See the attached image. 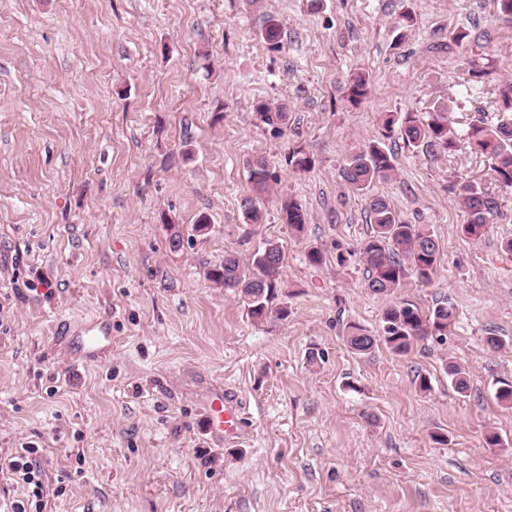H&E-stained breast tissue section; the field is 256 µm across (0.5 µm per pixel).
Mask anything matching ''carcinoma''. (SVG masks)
<instances>
[{
    "instance_id": "obj_1",
    "label": "carcinoma",
    "mask_w": 512,
    "mask_h": 512,
    "mask_svg": "<svg viewBox=\"0 0 512 512\" xmlns=\"http://www.w3.org/2000/svg\"><path fill=\"white\" fill-rule=\"evenodd\" d=\"M279 34L278 20L268 17L261 31L262 38L276 48ZM503 107L509 112L508 117L495 126H488L482 121L470 124L466 139L475 152L490 156L494 161L492 171L495 180L501 187L512 190V94L503 96ZM255 112L263 123L272 127L284 125L287 119L286 112L274 109L266 102L257 103ZM383 127L386 139L396 134L408 146L431 150L437 148L450 152L459 138L455 122L445 111L436 113L426 123L410 114L399 121L388 117ZM247 168L250 190L242 200V208L247 219L256 224L261 219L257 202L276 181L277 175L263 156L247 160ZM393 171L392 153L384 142L374 141L349 156L344 177L354 191L362 193L373 182L390 178ZM452 190L467 214L461 225L462 234L474 240L482 238L498 214L497 201L474 180H459ZM368 210L375 228L362 244L360 257L367 266L369 291L375 295L392 294L402 285L409 270L421 281L430 282L440 256V246L433 235L419 224L401 220L382 196L370 197ZM280 220L288 228L300 232L308 223V213L298 203L288 200L281 206ZM284 260L283 249L274 242L266 243L262 250L256 252L248 266L243 265L235 254L227 252L224 262L211 270L210 279L238 292L253 319H282L287 310L272 307V302L280 286ZM456 314V306L447 300L436 304L426 314L412 303H394L382 312L381 335L375 336L363 326L351 323L346 327L344 341L360 355L371 353L381 342L394 354L404 355L418 339L445 335ZM445 371L457 392L468 390L469 373L464 366L447 361Z\"/></svg>"
}]
</instances>
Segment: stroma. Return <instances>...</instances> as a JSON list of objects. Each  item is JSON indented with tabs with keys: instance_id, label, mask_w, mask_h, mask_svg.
<instances>
[{
	"instance_id": "stroma-1",
	"label": "stroma",
	"mask_w": 512,
	"mask_h": 512,
	"mask_svg": "<svg viewBox=\"0 0 512 512\" xmlns=\"http://www.w3.org/2000/svg\"><path fill=\"white\" fill-rule=\"evenodd\" d=\"M269 16L277 49L260 36ZM511 84L512 15L493 0H0V458L38 448L63 487L45 512H512V405L495 397L512 380V192L465 143L385 140L394 171L368 195L424 225L440 257L431 283L410 274L381 297L359 253L367 195L343 177L387 114L425 122L444 104L457 128L493 122ZM261 100L287 108L283 131ZM295 148L310 171L286 164ZM255 155L278 175L259 224L241 208ZM459 177L498 197L478 242L460 230ZM288 198L308 213L302 235L279 219ZM270 240L288 317L257 322L209 271ZM444 299L447 335L406 355L343 340L350 323L379 334L387 305ZM107 319L111 352L83 361L78 327ZM220 390L242 409L234 441L202 425Z\"/></svg>"
}]
</instances>
